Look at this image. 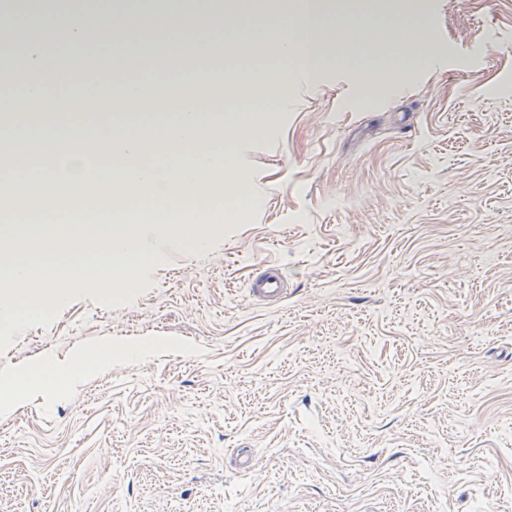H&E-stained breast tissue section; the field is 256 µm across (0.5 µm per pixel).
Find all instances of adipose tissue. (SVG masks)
Here are the masks:
<instances>
[{
    "label": "adipose tissue",
    "mask_w": 512,
    "mask_h": 512,
    "mask_svg": "<svg viewBox=\"0 0 512 512\" xmlns=\"http://www.w3.org/2000/svg\"><path fill=\"white\" fill-rule=\"evenodd\" d=\"M289 0H278L272 29L276 35L277 54L296 57L300 73L262 66L256 68L259 79L274 80L281 88L278 105H286V88L296 75L311 77L324 52L336 45L335 35L316 38L317 29L327 27L329 14L317 8L313 0H299L290 8ZM424 24L421 10L396 12L377 19L358 14L352 29L367 39L389 46L386 63L398 74L426 62L428 56L421 41L405 42L404 34L419 33ZM106 27L124 38L126 69H141L143 46L161 44L167 58L188 60L181 73L186 85L178 98L174 122L159 126L154 132L155 153L164 156V163L144 164L139 141V116L167 106L168 93L157 91L155 82L139 79L109 84L113 73L112 57L100 54L93 68H86L85 58L68 52L71 44L89 45L94 31ZM62 28L63 38L36 39V29ZM241 19L224 15V0H41L36 13L19 8L14 0H0V38H8L18 67L39 73L37 81H18L17 92L0 94V113L9 114L11 124L0 131V142L20 148L24 156L53 151L68 166L67 177H60L56 168L27 166L25 174L11 170L0 173V183L26 179L40 184L52 196L77 193L86 181L97 182L104 200L127 196L139 190L145 193L176 192L182 182L192 181L202 187L218 186L226 205L237 213H245L249 199L239 191L240 176L233 162L237 141L247 137L263 120L262 113L240 105L224 111L228 129L223 141L206 137L204 118L215 107L214 100L205 99L187 88L188 83L208 82L213 74L207 60L213 53L234 43L238 52L247 53L255 42L243 40ZM77 84L80 93L65 94L69 84ZM121 94L128 101V119L122 123L98 126L82 119L80 101L84 98ZM44 115L41 128H34L33 113ZM110 144L109 156L89 160L86 146L95 140ZM133 159L137 165L127 178H100L99 170L110 158ZM190 231L197 246H205L210 229L207 224L192 222L186 211L175 209L164 217L147 215L143 224H122L108 238L104 247L78 255H64L62 243L68 240L71 225L60 227V242L52 253L40 254L14 262L0 269V280L10 283L37 282L44 293V307H53L62 300L68 288L77 283L95 284L98 280L127 281L133 279L149 252L140 245L143 233H159L170 227ZM111 345H93L80 350L74 361L56 360L42 363L33 370L0 376L12 399H19L29 382L44 378L63 385H74L79 372L92 371L112 362Z\"/></svg>",
    "instance_id": "ef3b65f1"
}]
</instances>
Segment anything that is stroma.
<instances>
[{"mask_svg":"<svg viewBox=\"0 0 512 512\" xmlns=\"http://www.w3.org/2000/svg\"><path fill=\"white\" fill-rule=\"evenodd\" d=\"M418 3L429 61L290 83L208 248L0 322V374L151 344L0 403V512H512V0L369 7ZM286 279V271L281 265H266L261 276L249 283L248 296L257 301L277 302L285 293Z\"/></svg>","mask_w":512,"mask_h":512,"instance_id":"stroma-1","label":"stroma"}]
</instances>
